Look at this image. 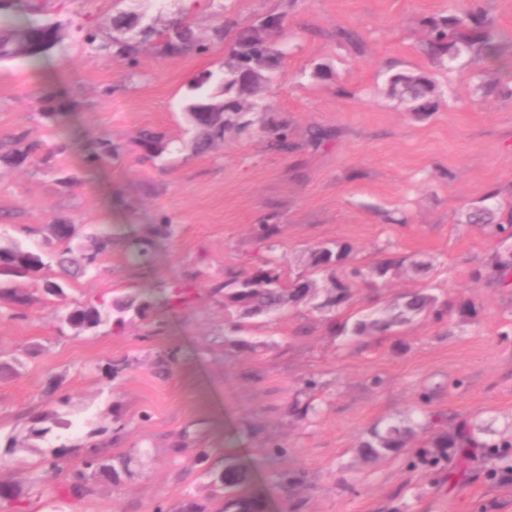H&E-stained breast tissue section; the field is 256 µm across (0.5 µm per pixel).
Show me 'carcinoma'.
Masks as SVG:
<instances>
[{"label": "carcinoma", "mask_w": 512, "mask_h": 512, "mask_svg": "<svg viewBox=\"0 0 512 512\" xmlns=\"http://www.w3.org/2000/svg\"><path fill=\"white\" fill-rule=\"evenodd\" d=\"M279 15H263L252 24L237 29L225 49L224 90L235 95L222 101L213 102L199 94L185 107L187 120L194 133V148L205 152L211 146L224 140V130L232 124L244 129L251 124L246 118L255 110L256 102L250 97L259 93L276 76L280 67V56L268 45L270 28L268 22L280 23ZM82 38L100 53L115 61L129 65L137 63L141 44L152 39L157 53L162 57L183 55L190 52L202 53L209 46L195 35L188 17L164 29L148 26L140 33V38L109 39L103 36L101 27L80 29ZM62 40L60 25L46 20H34L21 30L0 29V61L27 58L39 65L46 52L55 48ZM426 53L435 58L448 57L452 61L463 53L486 61L498 62L506 54L512 55V40L505 39L485 19L475 2L469 0L463 9L454 11L442 21L429 22V36L425 41ZM394 86L415 102V110L429 112L436 106L434 83L428 78L410 73H399L393 77ZM138 147L149 159H158L168 151V144L160 133L145 128L139 132ZM82 160L89 166L102 164L116 155L112 141L105 137L79 139L74 142ZM41 149L39 143H26L17 140V147L0 155V161L19 167L28 162L32 155ZM501 208L491 202L474 208L468 215L472 224H490L491 233L500 238H512V204L509 205L505 221L497 219ZM276 225L261 224L255 230L256 239L265 245L268 255L261 258L245 276L228 280L214 287L224 292V309L231 331H240L245 324L255 318H270L284 309L303 305L310 311L320 313L333 326L336 335L347 337L355 342L363 336L383 333L397 325L411 322L416 317L442 321L448 313L457 312L466 318L473 309L471 301L452 298L441 299L430 288H422L402 296V301L392 303L385 313L371 311L355 317L349 311L356 303L355 278L372 275L386 277L399 262L382 259L372 265L368 272L354 268L350 273L343 272L347 265L350 249L346 245L323 247L305 259L308 273L284 278L282 268L285 259L273 254L272 239ZM52 238L59 248L52 254V261L60 267L64 276L47 279L43 283V293L55 300H62L71 286V280L85 277L98 269L100 257L112 249V238L99 236L91 249L76 254L70 248L75 236L76 225L60 222L51 227ZM131 258L138 263H147L152 255V244L147 240H136L129 244ZM45 267L43 255L19 245H0V278L26 277L39 273ZM497 283L509 285L512 276V251L497 259ZM193 285L179 282L168 287L167 301L173 305H184L190 300ZM108 307L112 318L119 324L132 313L143 317L149 302L139 296L116 298L109 304L101 302L78 303L67 308L63 315L64 324L75 330L98 328L104 321L102 307ZM485 428L477 423L464 422L453 431L431 435L425 442L426 450L420 464L431 469H441L448 461V451L454 450L466 457L475 450L485 456L506 464L512 462V438L489 443L482 440ZM415 432L400 421L384 425L376 423L367 428L359 442L364 458L378 460L386 458L401 448L408 447ZM66 450L54 448L44 458L43 469L35 483L46 480L51 474L63 469ZM86 465L94 473H114L116 468L108 460L100 458L95 447H88ZM224 487V507L221 512H267V502L263 495L249 489L250 477L236 460L228 456L224 462V472L219 476Z\"/></svg>", "instance_id": "obj_1"}]
</instances>
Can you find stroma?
Returning <instances> with one entry per match:
<instances>
[{
  "instance_id": "stroma-1",
  "label": "stroma",
  "mask_w": 512,
  "mask_h": 512,
  "mask_svg": "<svg viewBox=\"0 0 512 512\" xmlns=\"http://www.w3.org/2000/svg\"><path fill=\"white\" fill-rule=\"evenodd\" d=\"M459 2L49 0L45 18L60 24L62 51L37 69L22 58L0 62V142L23 134L54 150L47 167L0 163V244L48 250V226L62 217L78 226L73 247L112 235L98 273L74 281L69 302L144 294L153 307L114 330L78 331L43 295L56 267L10 278L30 302L0 301V483L21 490V512H181L191 501L218 512L224 492L213 480L228 455L250 470L269 512H512V479L488 481L482 455L428 471L415 466V446L375 463L357 448L366 428L404 417L425 395L448 426L483 424L490 442L512 422V285L491 279L494 254L512 250V238L464 221L488 195L512 203V60L447 62L421 52L427 21ZM270 13L286 16L270 37L283 67L259 94L262 111L195 152L185 106L201 73L214 75L205 93L220 91L216 28ZM117 14L160 28L189 16L209 49L161 57L147 43L128 70L77 31L93 22L112 35L105 22ZM343 30L359 41L341 39ZM399 72L434 81L435 111H413L393 92ZM489 84L494 93H485ZM48 92L73 113L80 136L107 135L116 157L86 167L42 116ZM281 121L287 151L268 143V126ZM145 128L168 142L164 159L142 155ZM319 129L331 137L316 145ZM162 216L172 236H154ZM259 224L277 225L288 275L305 272L304 257L333 242L351 246L350 263L361 268L388 254L432 263L425 274L402 266L386 280L359 281V310L426 287L472 298L477 311L463 321L421 317L353 343L318 313L292 307L252 320L247 337L258 347L239 348L213 287L251 269ZM140 238L153 241L147 266L127 250ZM478 269L484 279H474ZM181 281L198 293L170 307L154 286ZM311 380L321 411L300 421L292 409L305 404ZM46 412L51 431L34 437L33 418ZM92 444L116 477L97 480L92 496L65 494ZM61 445L67 471L34 485L45 451ZM278 445L285 455L274 454Z\"/></svg>"
}]
</instances>
